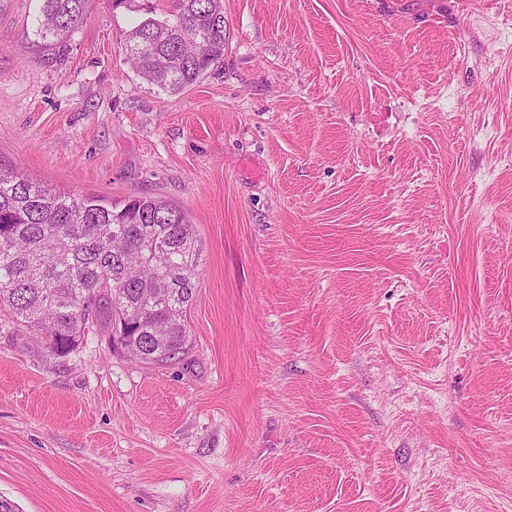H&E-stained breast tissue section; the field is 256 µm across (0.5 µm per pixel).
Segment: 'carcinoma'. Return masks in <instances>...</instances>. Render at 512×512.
<instances>
[{"label":"carcinoma","instance_id":"cac0c4a2","mask_svg":"<svg viewBox=\"0 0 512 512\" xmlns=\"http://www.w3.org/2000/svg\"><path fill=\"white\" fill-rule=\"evenodd\" d=\"M86 0H44L38 35L57 45L80 24ZM123 32L138 76L177 94L224 62V0L138 7ZM202 247L188 214L161 198L118 206L104 195H64L0 167V311L65 356L86 330L128 315L125 351L143 364L186 352V309Z\"/></svg>","mask_w":512,"mask_h":512}]
</instances>
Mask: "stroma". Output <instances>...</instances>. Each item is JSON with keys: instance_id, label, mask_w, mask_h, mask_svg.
Returning <instances> with one entry per match:
<instances>
[{"instance_id": "1", "label": "stroma", "mask_w": 512, "mask_h": 512, "mask_svg": "<svg viewBox=\"0 0 512 512\" xmlns=\"http://www.w3.org/2000/svg\"><path fill=\"white\" fill-rule=\"evenodd\" d=\"M0 0V159L182 206L191 340L59 357L0 317V496L20 512H512V0H224L172 95L140 14L64 46Z\"/></svg>"}]
</instances>
